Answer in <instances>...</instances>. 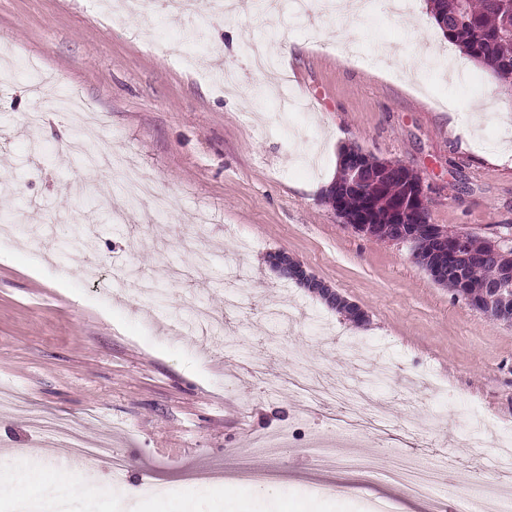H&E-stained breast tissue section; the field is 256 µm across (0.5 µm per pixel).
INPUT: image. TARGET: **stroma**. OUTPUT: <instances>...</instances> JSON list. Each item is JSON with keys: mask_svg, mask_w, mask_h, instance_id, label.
<instances>
[{"mask_svg": "<svg viewBox=\"0 0 512 512\" xmlns=\"http://www.w3.org/2000/svg\"><path fill=\"white\" fill-rule=\"evenodd\" d=\"M278 2L273 20L247 0L220 21L164 11L133 23L90 0H0V52L35 61L50 94L80 90L91 108V124L50 112L31 128L26 74L0 84V211L46 228L36 248L0 246V383L45 420L84 422L125 465L118 485L106 463L73 469L64 512H237L224 482L246 469L267 475L249 512H428L403 487H360L314 452L335 440L334 418L302 416L293 380L357 381L360 347L386 369L369 386L388 426L355 431L358 451L380 454L442 415L452 437L401 449L416 461L452 454L447 512L496 453L465 446L473 423L512 433V324L454 299L409 244L345 227L323 199L340 148L356 145L424 179L433 223L512 229V96L471 62L463 79L442 74L458 50L425 0L403 15L370 0L361 17L307 19ZM257 39L295 53L224 93L215 65L245 70ZM172 42L186 61L165 52ZM87 150L124 155L169 197L168 215L111 223L96 203L121 188L82 165ZM278 251L366 322L281 278L268 264ZM192 295L221 313V330L187 322ZM272 436L279 446L256 453ZM61 460L27 415L0 407V471L34 467L53 486Z\"/></svg>", "mask_w": 512, "mask_h": 512, "instance_id": "35a3bbf8", "label": "stroma"}]
</instances>
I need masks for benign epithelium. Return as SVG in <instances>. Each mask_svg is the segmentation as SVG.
Masks as SVG:
<instances>
[{
  "label": "benign epithelium",
  "mask_w": 512,
  "mask_h": 512,
  "mask_svg": "<svg viewBox=\"0 0 512 512\" xmlns=\"http://www.w3.org/2000/svg\"><path fill=\"white\" fill-rule=\"evenodd\" d=\"M367 157L368 152L358 146L339 157V163L344 168L347 178L345 189L359 192L368 182L374 179L380 180V177L369 169ZM427 205H429V186L421 180L411 196V202L396 201L393 214L402 228L408 224H427L426 236L430 249L426 252L425 266L431 278L440 282L448 274V258H453V263L458 268L468 262L471 257L470 235L461 232L455 235L453 241H448V230L445 227L424 219L422 207ZM502 238L504 235L501 234L490 239L491 246L487 251V256L498 268V277L485 286L483 297L479 302L474 304L468 298L466 303L473 310L493 321L512 324V249L501 247L499 241ZM270 265L281 277L293 280L319 296L326 304L346 306L352 319H365L366 313L361 307L347 301L336 293L335 289L310 275L300 261L289 256L288 253L273 254Z\"/></svg>",
  "instance_id": "1"
}]
</instances>
